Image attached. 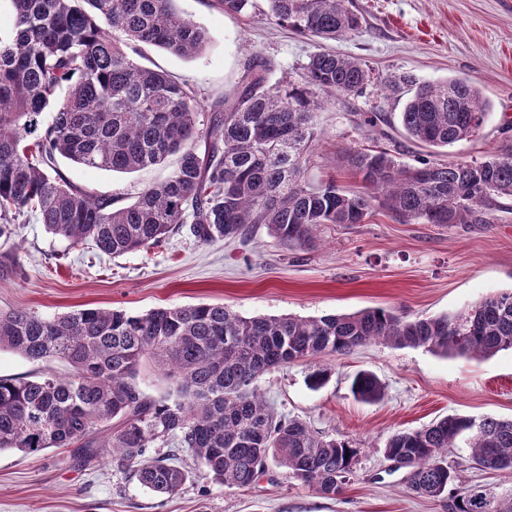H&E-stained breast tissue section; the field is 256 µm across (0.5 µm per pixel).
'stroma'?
<instances>
[{"label": "stroma", "instance_id": "obj_1", "mask_svg": "<svg viewBox=\"0 0 512 512\" xmlns=\"http://www.w3.org/2000/svg\"><path fill=\"white\" fill-rule=\"evenodd\" d=\"M174 6L207 29L205 50L182 58L149 48L140 62L176 77L203 105L233 94L252 51L275 62L272 80L283 85L302 84L310 56L322 50L369 66L374 82L361 97L329 98L312 90L324 103L312 180H346L340 154L373 143L371 132L357 125L359 114L378 109L398 116L407 98L387 85L403 74L420 82L461 77L489 102L479 135L445 149L450 159H482L512 125V0H350L362 28L335 41L262 14H225L213 0H175ZM174 166L170 157L143 170L113 173L59 162L74 185L124 204ZM12 242L25 275L0 281V311L25 309L45 317L86 308L141 314L210 303L245 317H318L382 307L426 318L512 290V200L488 224H406L382 214L366 224H324L310 246L296 250L259 224L242 240L204 244L183 231L161 246L114 258L89 245L71 247L30 215L18 219ZM9 243L0 240V251ZM322 367L329 369V380L311 389L308 377ZM359 371L382 382L381 401L354 398L350 380ZM258 386L278 413L356 443V473L341 494H319L274 463L256 484L228 487L185 454L179 461L188 473L182 489L158 496L110 464L74 467L63 448L36 455L6 449L0 451V512H448L447 497L414 495L406 469H394L383 448L395 432L449 414L512 419V350L487 359L446 358L372 343L345 356L272 369ZM469 454L463 446L448 451L457 465V489L494 484L512 490V473L472 467Z\"/></svg>", "mask_w": 512, "mask_h": 512}]
</instances>
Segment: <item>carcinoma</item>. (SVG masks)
<instances>
[{
	"instance_id": "cac0c4a2",
	"label": "carcinoma",
	"mask_w": 512,
	"mask_h": 512,
	"mask_svg": "<svg viewBox=\"0 0 512 512\" xmlns=\"http://www.w3.org/2000/svg\"><path fill=\"white\" fill-rule=\"evenodd\" d=\"M11 2L13 34L0 39V239L10 240L17 216L31 212L71 246L91 241L113 257L147 250L186 225L209 243L262 224L294 249L306 246L322 224H365L379 212L404 223L485 224L512 199L509 136L470 162L425 157L405 165L387 149H348L345 167L356 189L333 176L309 183L305 172L322 136L315 121L321 104L301 87L271 83L275 63L257 53L249 54L232 99L215 103L200 126L191 92L134 60L143 46L184 58L205 49L207 31L178 14L174 0ZM258 2L216 0L234 15L255 13ZM264 2L278 22L321 39L362 28L346 0ZM305 80L332 95L359 96L371 72L354 58L320 51L309 59ZM400 83L414 80L403 76ZM487 111L476 86L448 79L416 84L400 118L412 142L448 148L477 136ZM170 155L178 160L167 179L123 205L86 192L58 168L61 157L124 173ZM22 275L17 249L0 252V280ZM372 342L478 359L512 350V290L422 319L381 307L243 317L204 303L141 314L87 308L52 318L0 312V350L73 368L67 378L51 371L0 377V450L67 448L77 467L107 460L144 488L173 495L187 472L148 455L161 443L187 449L220 484L249 487L273 461L336 496L353 478L360 449L277 414L256 383L272 368L346 355ZM147 365L168 383L158 398L138 382ZM350 390L366 403L384 396L371 372L354 375ZM461 439L473 463L512 470V419L448 415L393 434L384 456L408 470L413 493L448 494V512H512V491L453 489L457 470L448 449Z\"/></svg>"
}]
</instances>
